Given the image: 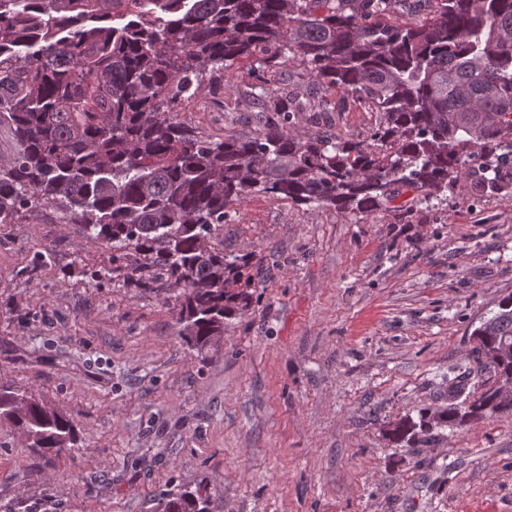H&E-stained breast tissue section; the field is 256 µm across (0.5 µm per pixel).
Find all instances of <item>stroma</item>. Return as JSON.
I'll use <instances>...</instances> for the list:
<instances>
[{
  "label": "stroma",
  "mask_w": 512,
  "mask_h": 512,
  "mask_svg": "<svg viewBox=\"0 0 512 512\" xmlns=\"http://www.w3.org/2000/svg\"><path fill=\"white\" fill-rule=\"evenodd\" d=\"M254 68L202 86L181 121L252 131ZM378 120L350 100L295 131L361 140ZM411 198L364 214L264 193L230 205L214 245L250 257L255 288L202 353L165 279L130 282L133 250L53 207L0 224V386L77 432L43 458L0 421V512H162L197 486L209 512H512V418L392 434L447 408L450 378L475 395L492 382L471 333L512 294V178Z\"/></svg>",
  "instance_id": "stroma-1"
}]
</instances>
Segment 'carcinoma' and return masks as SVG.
Here are the masks:
<instances>
[{
	"label": "carcinoma",
	"mask_w": 512,
	"mask_h": 512,
	"mask_svg": "<svg viewBox=\"0 0 512 512\" xmlns=\"http://www.w3.org/2000/svg\"><path fill=\"white\" fill-rule=\"evenodd\" d=\"M414 0H0V125L20 152L0 166V224L60 205L112 247L149 258L175 289L179 333L197 351L250 304L249 256L210 243L227 207L262 192L297 205L372 212L402 189L431 204L479 162L495 184L512 160V0H436L426 19L386 21ZM243 59L263 72L299 63L306 84L244 96L262 113L242 136L212 138L182 123L178 102L204 75L216 83ZM367 105L363 140L292 133L323 112L326 92ZM473 335L478 368L512 378V295ZM0 389V421L41 452L71 448L74 421L29 396L21 413ZM437 420L399 423L411 441L433 425L512 416V400L474 398L448 380ZM164 512H207L201 488Z\"/></svg>",
	"instance_id": "cac0c4a2"
}]
</instances>
